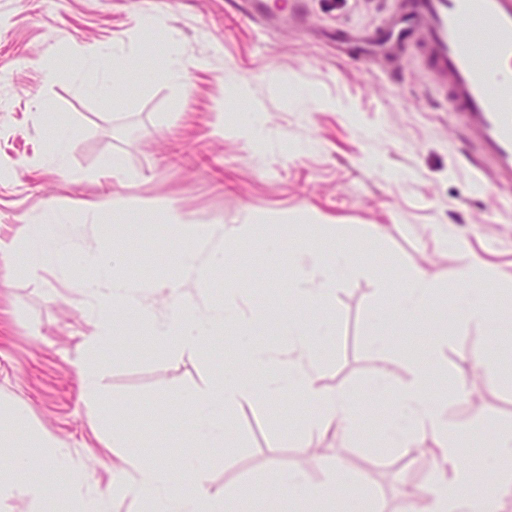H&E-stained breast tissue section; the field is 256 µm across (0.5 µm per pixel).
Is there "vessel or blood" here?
<instances>
[{"instance_id":"1","label":"vessel or blood","mask_w":512,"mask_h":512,"mask_svg":"<svg viewBox=\"0 0 512 512\" xmlns=\"http://www.w3.org/2000/svg\"><path fill=\"white\" fill-rule=\"evenodd\" d=\"M244 14L273 23L302 4L244 0ZM340 58L399 59L417 50L456 112L482 168L512 186V0H397L374 34L337 30Z\"/></svg>"}]
</instances>
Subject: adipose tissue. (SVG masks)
Returning a JSON list of instances; mask_svg holds the SVG:
<instances>
[{"mask_svg": "<svg viewBox=\"0 0 512 512\" xmlns=\"http://www.w3.org/2000/svg\"><path fill=\"white\" fill-rule=\"evenodd\" d=\"M69 214L68 205L56 203L49 209L48 223L23 225L19 241L0 240V261L18 263L24 273L33 277L54 268L71 247L53 226L64 222ZM438 293L435 279L425 269H414L404 275L391 303L392 313L414 321L427 319L437 310ZM452 318L457 322L482 325L492 336L498 334L503 322L502 316L489 313L483 293L473 289L459 295ZM410 366L411 378L400 388H391L385 374L381 373L368 391L371 400L382 401L389 397L395 400V413L382 431L381 443L409 453L416 450L427 435L440 438V454L448 472L426 487L427 512H499L503 485L512 481V475L502 473L489 477L461 463L459 437L444 426L442 406L432 389L437 368L423 357L411 360Z\"/></svg>", "mask_w": 512, "mask_h": 512, "instance_id": "adipose-tissue-1", "label": "adipose tissue"}]
</instances>
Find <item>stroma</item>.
Returning a JSON list of instances; mask_svg holds the SVG:
<instances>
[{
  "instance_id": "obj_1",
  "label": "stroma",
  "mask_w": 512,
  "mask_h": 512,
  "mask_svg": "<svg viewBox=\"0 0 512 512\" xmlns=\"http://www.w3.org/2000/svg\"><path fill=\"white\" fill-rule=\"evenodd\" d=\"M300 21L264 27L234 0H0V238L41 224L51 203L73 207L58 233L81 249L122 251L115 277L133 288L131 300L159 317L173 311L159 293L175 275L177 247L163 227L175 207L189 224H255L253 236L228 252L212 287L187 279L186 300L220 306L232 301L264 317V334L240 344L236 327L205 351L158 349L148 324L120 331L99 352L97 408L110 409L132 436L131 455L145 462L181 461L193 450L182 409L186 392L210 388L218 363L247 358L253 348L284 343L278 322L291 307L297 244L278 218L311 230L310 242L361 245L365 269L326 302L322 316L335 334L314 343L318 377L328 391H352L362 412L354 436L304 426L308 406L264 389L229 413L236 447L205 475L211 492H260L270 470H305L311 484L330 477L336 459L372 496L379 512H406L407 467L401 453L368 451L390 418L392 401L366 392L379 372L392 387L408 378L406 350L429 352L430 325L386 320L392 346L386 360L368 346L375 311L389 303L382 279L413 268L441 284L440 306L453 308L465 284L456 279L476 263L498 282L486 289L489 308L512 313V188L493 186L478 153L436 89L418 52L401 63L336 58L321 41L332 28L371 30L393 0H303ZM174 33L194 68L180 79L153 74L149 36ZM132 56L130 69L105 81L88 46ZM260 114L255 146L240 127ZM58 124L72 129L68 175L56 173L46 141ZM121 155L127 173L112 175ZM109 195L114 207L89 218L78 204ZM335 225L328 237L326 225ZM280 232L277 249L266 238ZM62 272L32 278L0 263V401L21 407L25 429L8 438L26 446L27 432L45 440L27 476L68 488L64 512H142L139 499L108 497L112 483L135 472L111 449L94 410L83 403L75 362L95 331L86 299L71 279L90 280L77 257ZM485 348L512 356V331L488 335L480 326L452 324L442 354L447 381L436 384L443 419L475 444L512 430V384L486 382L466 355ZM465 382L468 397L449 392ZM65 449L69 468L45 466L50 447ZM322 464L310 466L311 456Z\"/></svg>"
}]
</instances>
